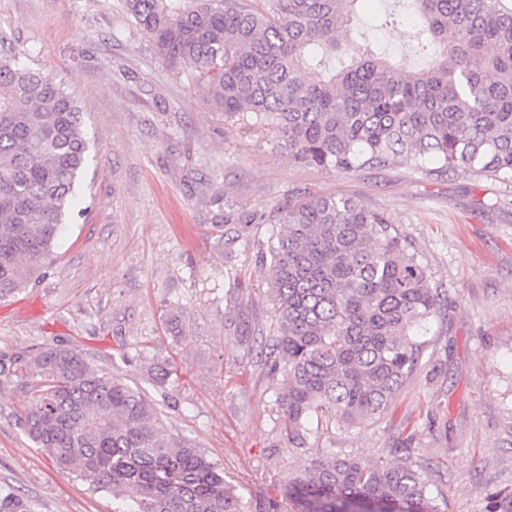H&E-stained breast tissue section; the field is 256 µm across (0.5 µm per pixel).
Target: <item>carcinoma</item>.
I'll return each instance as SVG.
<instances>
[{
  "instance_id": "1",
  "label": "carcinoma",
  "mask_w": 512,
  "mask_h": 512,
  "mask_svg": "<svg viewBox=\"0 0 512 512\" xmlns=\"http://www.w3.org/2000/svg\"><path fill=\"white\" fill-rule=\"evenodd\" d=\"M357 0H125L169 69H194L224 122L266 131L296 164L344 174L426 163L512 180V3L392 0L383 25L413 21L424 67L367 40L341 69ZM81 112L62 83L0 58V299L34 284L52 260L87 166ZM236 238L277 219L265 278L275 334L264 364L278 386L281 431L307 434L380 419L417 368L415 330L448 296L430 284L409 239L348 197L290 195L274 216L224 207ZM35 391L19 417L55 465L112 494V512H244L224 471L192 440L166 433L141 391L56 345L18 360ZM423 466L369 465L333 449L288 484L297 512H440ZM484 512H512V488Z\"/></svg>"
}]
</instances>
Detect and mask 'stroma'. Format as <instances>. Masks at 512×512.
I'll list each match as a JSON object with an SVG mask.
<instances>
[{"mask_svg": "<svg viewBox=\"0 0 512 512\" xmlns=\"http://www.w3.org/2000/svg\"><path fill=\"white\" fill-rule=\"evenodd\" d=\"M361 0L358 35L423 66L408 26L376 28ZM0 55L53 75L75 98L89 141L84 180L43 276L0 299V498L26 512H112V498L58 469L18 421L33 392L18 357L47 344L80 352L156 400L168 433L204 448L247 512H296L286 487L336 448L363 462L409 443L441 512H483L512 487V182L409 166L353 175L300 166L264 134L225 124L190 67L152 54L123 0H0ZM349 197L413 242L448 301L430 319L416 372L384 416L292 446L277 386L257 357L271 333L262 255L272 225L225 245L210 221L227 204L272 211L297 192ZM248 312V341L230 325ZM174 371L149 383L150 363Z\"/></svg>", "mask_w": 512, "mask_h": 512, "instance_id": "1", "label": "stroma"}]
</instances>
